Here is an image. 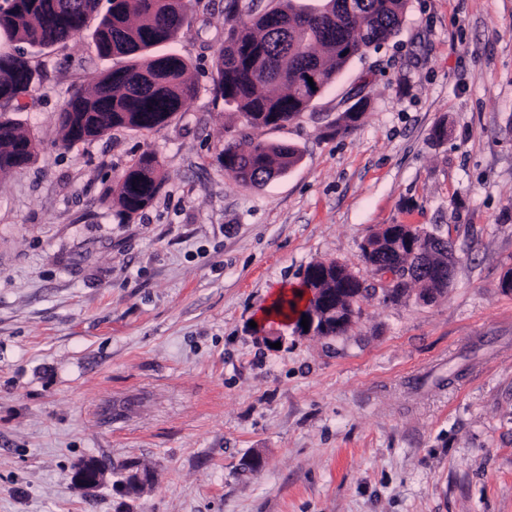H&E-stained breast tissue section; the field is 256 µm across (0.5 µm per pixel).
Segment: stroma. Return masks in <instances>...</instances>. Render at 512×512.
Instances as JSON below:
<instances>
[{"label":"stroma","mask_w":512,"mask_h":512,"mask_svg":"<svg viewBox=\"0 0 512 512\" xmlns=\"http://www.w3.org/2000/svg\"><path fill=\"white\" fill-rule=\"evenodd\" d=\"M227 29L202 0L174 46L198 91L166 127L69 148L67 91L110 63L86 39L35 56L37 159L0 179V512H512V0H409L398 37L265 130L302 159L259 189L217 160ZM146 151L165 184L120 221L103 196ZM384 224L452 241L442 296L384 300L361 250ZM328 261L370 289L347 335L263 317ZM91 457L151 481L81 491ZM367 105V100L362 104V106L358 109L355 114H351L349 109H346L344 112L338 113L335 119L329 122L328 128L331 130V133L334 135H343L349 133L352 129H354L357 123L360 121L363 111L365 110Z\"/></svg>","instance_id":"35a3bbf8"}]
</instances>
